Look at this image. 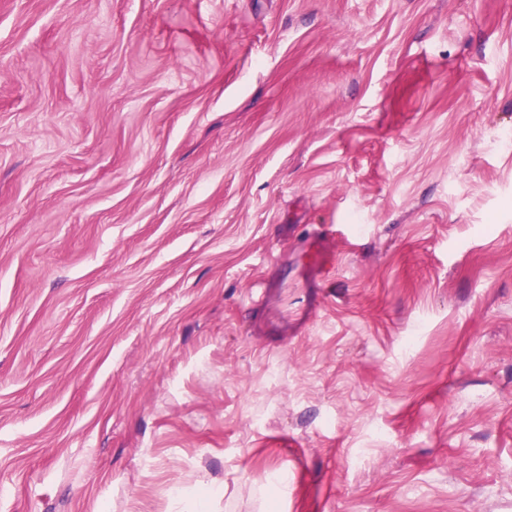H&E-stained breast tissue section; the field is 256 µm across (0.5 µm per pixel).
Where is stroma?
<instances>
[{
	"instance_id": "35a3bbf8",
	"label": "stroma",
	"mask_w": 512,
	"mask_h": 512,
	"mask_svg": "<svg viewBox=\"0 0 512 512\" xmlns=\"http://www.w3.org/2000/svg\"><path fill=\"white\" fill-rule=\"evenodd\" d=\"M507 130L512 0H0V512H512Z\"/></svg>"
}]
</instances>
